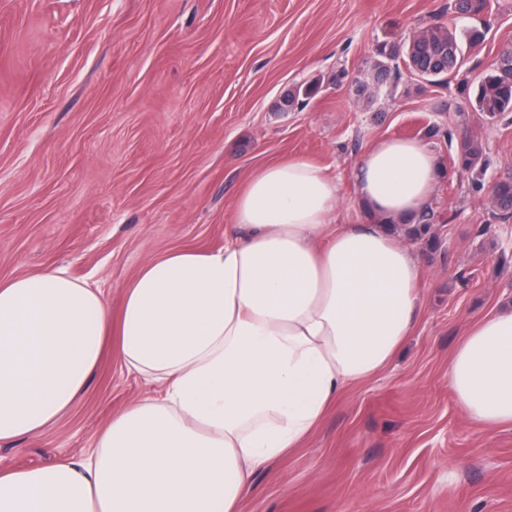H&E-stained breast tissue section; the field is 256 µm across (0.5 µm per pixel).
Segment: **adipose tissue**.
<instances>
[{
    "label": "adipose tissue",
    "mask_w": 512,
    "mask_h": 512,
    "mask_svg": "<svg viewBox=\"0 0 512 512\" xmlns=\"http://www.w3.org/2000/svg\"><path fill=\"white\" fill-rule=\"evenodd\" d=\"M443 176L421 141L377 140L354 169L368 219L337 229L326 168L266 165L234 202L231 241L151 258L115 315L62 268L0 281V441L52 428L104 350L160 387L81 456L0 472V512H239L253 474L410 336L421 269L387 227L425 209ZM448 380L470 419L512 426V305L469 328Z\"/></svg>",
    "instance_id": "obj_1"
}]
</instances>
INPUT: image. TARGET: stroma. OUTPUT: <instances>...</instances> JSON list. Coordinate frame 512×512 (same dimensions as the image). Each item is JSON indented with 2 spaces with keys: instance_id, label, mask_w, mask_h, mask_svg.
I'll list each match as a JSON object with an SVG mask.
<instances>
[{
  "instance_id": "35a3bbf8",
  "label": "stroma",
  "mask_w": 512,
  "mask_h": 512,
  "mask_svg": "<svg viewBox=\"0 0 512 512\" xmlns=\"http://www.w3.org/2000/svg\"><path fill=\"white\" fill-rule=\"evenodd\" d=\"M448 0H0V280L61 267L112 312L158 253L223 246L233 201L289 156L342 185L336 221L365 219L352 173L383 137L424 139L449 173L434 246L412 242L423 308L390 363L348 389L299 448L257 471L240 512H512V427L462 411L448 361L467 327L512 304V218L487 186L512 176V119L485 122L455 87L403 72L358 94L376 44L436 23ZM461 69L478 83L512 45V0ZM344 80H337V73ZM321 92L286 112L288 92ZM485 149V190L451 172L445 130ZM489 232H482V225ZM159 388L104 356L41 435L0 442V471L92 447L112 416Z\"/></svg>"
}]
</instances>
